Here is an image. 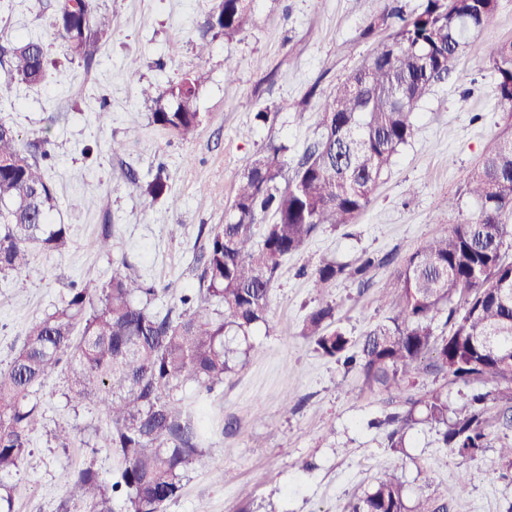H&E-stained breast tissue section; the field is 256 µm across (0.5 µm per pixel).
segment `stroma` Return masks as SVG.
<instances>
[{
	"label": "stroma",
	"mask_w": 512,
	"mask_h": 512,
	"mask_svg": "<svg viewBox=\"0 0 512 512\" xmlns=\"http://www.w3.org/2000/svg\"><path fill=\"white\" fill-rule=\"evenodd\" d=\"M114 20L92 68L69 61L53 28L56 0H0V46L35 36L48 59L38 85L0 99V122L11 125L25 152L48 151L44 170L54 188L51 220L69 227L59 253L35 252L20 274L0 273V371L6 370L29 324L61 304L76 285L106 283L125 257L143 278L181 289L198 286L194 258L201 226L223 223L249 161L271 142L300 155L316 128V100L360 67L386 41L387 30H363L386 0H250L252 22L241 33L209 36L198 55L201 27L218 0H97ZM512 41V0H499L494 17L462 53L455 77L436 84L415 121V133L395 155L368 208L354 223L326 227L289 256L271 291L267 323L255 327L253 349L222 388L193 403L211 466L191 472L182 496L166 512H347L386 471L407 491L426 485L447 512H512V475L494 448L465 461L440 447L434 432L407 431L405 452L391 450L381 422L394 412L385 394L357 371L322 356L302 336L308 311L321 300L336 307V324L351 339L394 316L378 290L390 273H373L374 286L344 279L323 292L302 267L363 254L404 258L426 237L475 210L466 186L471 172L507 127L512 108L497 95L489 57ZM136 70H129V60ZM233 70L225 79V70ZM198 77L196 108L203 116L194 140H181L151 119L141 90L165 91L184 74ZM276 113L263 125L256 113ZM124 145L113 156L112 142ZM164 171L169 190L145 196L140 183ZM135 174L137 184L127 181ZM459 209L449 212V198ZM181 225L171 237V225ZM112 232L111 252L96 242ZM65 373H53L38 393L43 423L29 453L0 481L16 489L14 512H58L67 472L90 465L111 476V451L91 452L88 441L107 420L91 403L67 397ZM294 396L295 410L284 408ZM236 423L224 431L225 421ZM74 428L65 446L56 424ZM468 488L459 491L460 475Z\"/></svg>",
	"instance_id": "obj_1"
}]
</instances>
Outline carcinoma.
<instances>
[{"label":"carcinoma","mask_w":512,"mask_h":512,"mask_svg":"<svg viewBox=\"0 0 512 512\" xmlns=\"http://www.w3.org/2000/svg\"><path fill=\"white\" fill-rule=\"evenodd\" d=\"M388 0L365 34L389 29L388 42L317 104V131L284 175L286 147L269 143L249 163L236 187L231 214L207 231L197 259L198 288L160 307L161 289L126 260L109 281L71 289L61 304L32 323L5 371H0V474L19 468L42 419L36 396L58 367H68L69 399L92 401L110 420L91 448L121 461L115 481L91 466L65 476L67 499L83 512H164L178 500L188 474L209 466L193 410L180 396L187 383L210 394L252 350L248 337L266 321L270 295L284 259L329 224H351L398 150L414 134L417 111L432 85L447 78L455 59L475 48L472 36L494 16L499 0H426L406 14ZM252 22L247 0H219L206 31L231 37ZM55 34L71 59L91 63L112 36V18L96 0H57ZM0 98L16 84L36 85L47 73L43 44L21 38L0 63ZM501 102L512 105V41L490 56ZM198 79L187 75L152 98L153 123L191 140L201 124ZM13 127L0 123V272L21 273L31 253L61 252L68 225L50 222L55 192L40 159L17 147ZM156 199L162 173L140 186ZM467 193L475 212L426 240L399 263L364 254L356 265L324 260L310 273L315 288L393 266L386 289L397 313L373 326L350 353L351 339L336 326V307L321 301L302 335L323 355L358 366L365 383L409 405L388 422L424 424L442 447L475 459L499 438L498 457L512 471V133H504L471 173ZM215 310H210V307ZM445 317L442 329L435 322ZM471 387L462 405H448L447 384L417 398L420 372ZM350 512H447L422 493L409 500L404 483L387 474L351 504Z\"/></svg>","instance_id":"carcinoma-1"}]
</instances>
